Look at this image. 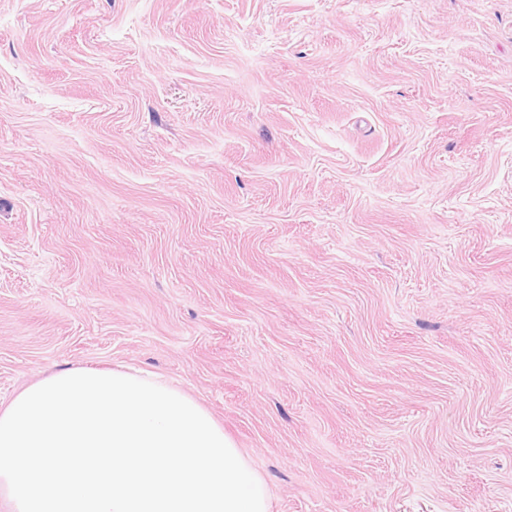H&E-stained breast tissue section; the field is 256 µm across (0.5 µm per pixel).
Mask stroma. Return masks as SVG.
Returning a JSON list of instances; mask_svg holds the SVG:
<instances>
[{
    "instance_id": "1",
    "label": "stroma",
    "mask_w": 512,
    "mask_h": 512,
    "mask_svg": "<svg viewBox=\"0 0 512 512\" xmlns=\"http://www.w3.org/2000/svg\"><path fill=\"white\" fill-rule=\"evenodd\" d=\"M75 366L271 512H512V0H0V407Z\"/></svg>"
}]
</instances>
